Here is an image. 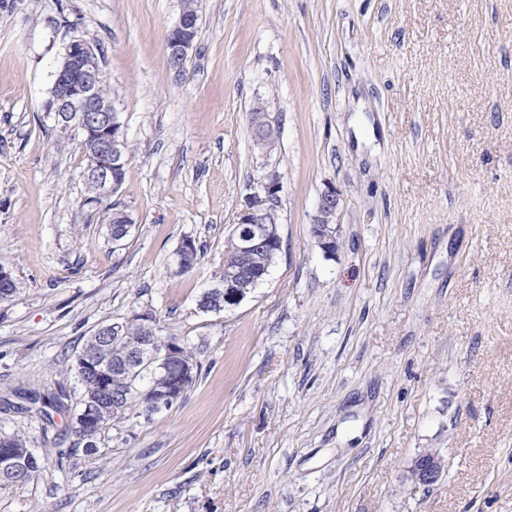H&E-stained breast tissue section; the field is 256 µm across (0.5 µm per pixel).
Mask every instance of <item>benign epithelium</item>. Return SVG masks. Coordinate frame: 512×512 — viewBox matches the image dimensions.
<instances>
[{"mask_svg": "<svg viewBox=\"0 0 512 512\" xmlns=\"http://www.w3.org/2000/svg\"><path fill=\"white\" fill-rule=\"evenodd\" d=\"M196 36L197 22L180 16L167 42L175 73L183 72L187 59L196 50ZM101 81L102 72L91 46L81 39L71 41L64 48L47 109L64 125L70 123L96 132V158L92 171L98 182L100 199L104 201L117 192L112 172L125 163L126 137L112 103L99 94ZM279 192V177L270 172L263 176L259 190L247 198L239 218V223L247 225L245 233L238 236L236 241L227 243L224 254V267L231 266L235 272L224 277L222 285L211 289V292L221 296L226 308L240 304L247 297L245 290L239 287V280L254 277L248 263L250 254L278 239ZM338 206L336 190L325 191L312 224V234L326 253L331 252V244L336 241L333 224L336 223ZM132 318L143 324L145 334L124 356L112 361L98 351H86L79 356L81 368L95 375L102 391V397L86 404L83 410V415L90 420L100 419L107 411L112 373L152 363L162 367L177 356L180 339L172 338L165 347H159L155 338L156 318L152 312L142 310L132 314ZM177 398L176 390L160 392L146 406V413L155 415L171 407ZM17 463L29 470L40 466L39 457L29 449L17 457L15 449L0 448V473H17ZM445 468L446 462L440 453L422 452L412 461L410 479L429 486L441 478Z\"/></svg>", "mask_w": 512, "mask_h": 512, "instance_id": "7a95c632", "label": "benign epithelium"}]
</instances>
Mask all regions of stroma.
Here are the masks:
<instances>
[{"label":"stroma","instance_id":"obj_1","mask_svg":"<svg viewBox=\"0 0 512 512\" xmlns=\"http://www.w3.org/2000/svg\"><path fill=\"white\" fill-rule=\"evenodd\" d=\"M16 0L0 11V432L34 481L0 512H512V0ZM93 45L130 146L113 239L83 204L77 129L47 102ZM279 127L257 141L252 108ZM281 250L239 305L198 306L263 175ZM336 189V253L315 242ZM201 249L177 268L184 239ZM196 349L181 400L77 451L69 414L24 413L87 336L135 310ZM428 448L446 461L412 483ZM182 9L198 15L199 0H182ZM198 20L199 15L196 22L180 13L177 24L170 32L167 49L172 59L173 70L178 75L183 72L187 59L196 50ZM4 436L5 437L3 438L6 439L8 447L2 449L0 448V473L16 474L17 470H15V464H17L18 462H20L24 467H26L27 470L32 471L25 475L24 480H15L11 476H0V482L11 484H24L38 476L41 472L40 460L39 457L36 456V454L29 449L31 448V441L29 437L18 434ZM15 448H26V450L24 449L25 455H21L20 457L15 456ZM445 468V459L439 452H422L412 461L410 479L415 483L429 486L441 478Z\"/></svg>","mask_w":512,"mask_h":512}]
</instances>
